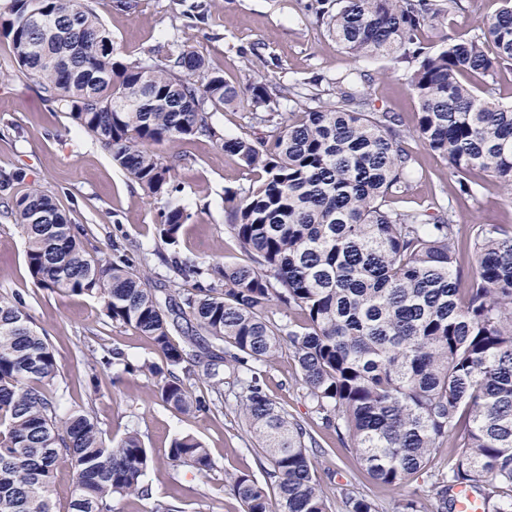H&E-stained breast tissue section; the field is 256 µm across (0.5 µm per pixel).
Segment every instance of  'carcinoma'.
<instances>
[{
  "label": "carcinoma",
  "instance_id": "cac0c4a2",
  "mask_svg": "<svg viewBox=\"0 0 512 512\" xmlns=\"http://www.w3.org/2000/svg\"><path fill=\"white\" fill-rule=\"evenodd\" d=\"M456 7L457 0L308 5L352 57L404 65L420 105L412 130L371 108L356 70L287 88L264 77L241 86L187 44L122 59L89 0H9L0 12L15 72L35 80L162 203L165 244L192 218L176 200L180 141L206 137L260 173L224 197L227 231L248 262L167 257L193 288L162 301L121 249L110 260L90 254L86 227L51 193L20 192L21 174L0 170V207L25 240L35 286L99 298L110 321L147 337L166 363L135 364L113 350L101 366L153 379L160 401L181 413L222 414L223 392L234 394L267 462L260 480L249 472L227 478L243 512H328L310 455L315 435L261 381L285 343L312 412L376 484L397 490L426 479L434 512H454L456 487L477 492L484 512H512V225L472 224L462 239L449 208L391 206L415 175L409 138L448 161L461 194L475 196L473 176L481 174L512 203V103L493 95L497 73L512 64V4L478 34L444 33L424 46L422 32ZM177 14L193 26L209 10L205 0H177ZM284 98L303 109L288 124ZM242 99L270 135L226 138L212 123L213 111ZM275 303L288 308V321L269 316ZM174 331L188 335V345L174 344ZM201 358L214 399L192 396L175 372H191ZM59 373L24 298L0 293V512H54L50 489L61 460L75 480L68 512H115L118 497L151 499V457L139 433L112 443L89 412L60 416L62 397L48 393ZM444 448L446 469L434 463ZM167 459L200 474L213 468L208 448L191 436L174 439ZM346 506L380 510L363 495H346Z\"/></svg>",
  "mask_w": 512,
  "mask_h": 512
}]
</instances>
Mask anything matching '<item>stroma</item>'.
<instances>
[{"label": "stroma", "instance_id": "1", "mask_svg": "<svg viewBox=\"0 0 512 512\" xmlns=\"http://www.w3.org/2000/svg\"><path fill=\"white\" fill-rule=\"evenodd\" d=\"M305 2L208 0L211 17L197 27L182 24L172 0H140L135 14L111 9L109 0H94L93 5L125 60L147 58L155 46L175 37L193 46L212 68L223 71L226 80L240 85L260 75L286 86L317 74L333 77L357 68L373 79V107L398 113L404 127H413L419 102L406 81L386 72L385 61L347 54L317 25ZM501 6L502 0H458L446 22L448 34L477 33ZM407 146L421 176L396 201V208L448 202L461 226L512 225V204L505 203L496 182L485 180L476 197L458 195L446 160L418 140H408ZM178 149L187 157L176 175L179 198L192 218L174 251L206 265L242 261L227 233L224 192L248 186L253 172L203 138L182 141ZM0 170L22 171L24 186L53 192L73 223L85 225V245L91 253L108 259L113 245H120L141 262L151 287L176 288L172 272L158 254V204L113 164L98 140L49 104L36 82L23 76L0 84ZM1 291L22 294L35 328L54 349L61 366L54 389L65 403L84 405L112 437L132 429L140 433L154 459L147 476L152 499L166 501L178 512H242L225 477L240 471L256 473L260 467L239 416L174 411L157 399L152 380L143 375L122 376L118 383L90 394L84 381L93 366V352L117 348L132 361L158 364L163 356L133 328L111 323L96 298L36 288L26 263L24 239L17 226L3 218ZM263 382L272 400L315 430L322 448L315 459L316 474L329 512H347L349 492L375 498L383 512H391L398 492L377 486L335 431L321 427L304 395L290 350H283L266 368ZM184 435L196 437L208 448L213 459L208 474L169 465L168 448L174 438Z\"/></svg>", "mask_w": 512, "mask_h": 512}]
</instances>
